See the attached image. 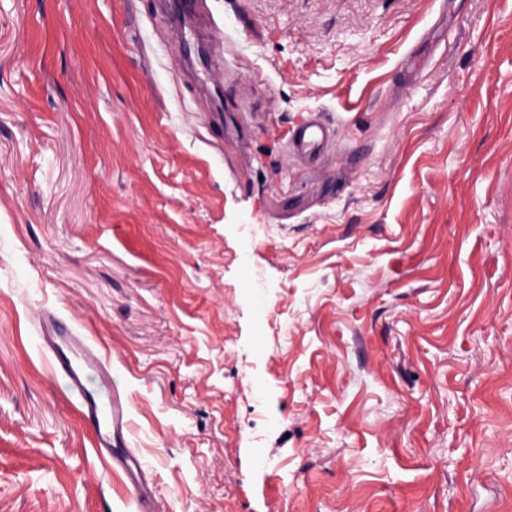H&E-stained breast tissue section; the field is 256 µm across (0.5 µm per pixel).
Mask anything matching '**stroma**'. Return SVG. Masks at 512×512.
<instances>
[{"instance_id": "stroma-1", "label": "stroma", "mask_w": 512, "mask_h": 512, "mask_svg": "<svg viewBox=\"0 0 512 512\" xmlns=\"http://www.w3.org/2000/svg\"><path fill=\"white\" fill-rule=\"evenodd\" d=\"M201 11L0 0V512H137L44 311L160 512H512V0ZM328 140L326 129L316 122H306L296 126L292 142L297 150H313ZM39 324L50 349L53 374L66 384L81 420L91 427L103 465L123 473L139 512L159 511L140 459L128 445L130 406L112 377L110 359L57 315L44 313Z\"/></svg>"}]
</instances>
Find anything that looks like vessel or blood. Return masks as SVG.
I'll list each match as a JSON object with an SVG mask.
<instances>
[{
    "instance_id": "vessel-or-blood-1",
    "label": "vessel or blood",
    "mask_w": 512,
    "mask_h": 512,
    "mask_svg": "<svg viewBox=\"0 0 512 512\" xmlns=\"http://www.w3.org/2000/svg\"><path fill=\"white\" fill-rule=\"evenodd\" d=\"M327 139L326 129L315 122L297 125L292 134L294 147L303 151L316 149ZM40 326L52 371L66 384L82 421L90 426L103 465L123 473L138 512H158L140 459L128 445L130 406L112 377L108 356L57 315L43 314Z\"/></svg>"
}]
</instances>
